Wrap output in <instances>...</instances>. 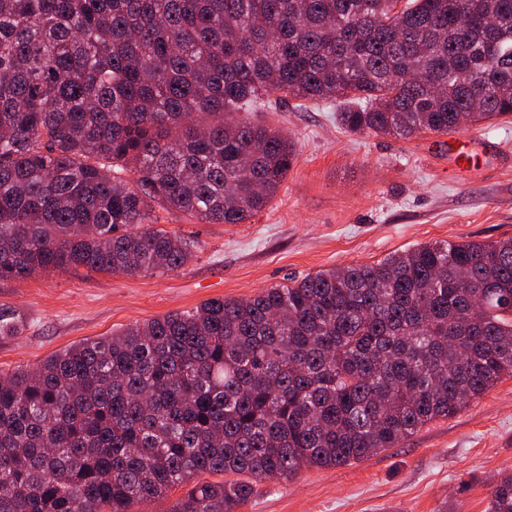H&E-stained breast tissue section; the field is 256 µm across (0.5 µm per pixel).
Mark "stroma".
I'll use <instances>...</instances> for the list:
<instances>
[{
  "label": "stroma",
  "instance_id": "obj_1",
  "mask_svg": "<svg viewBox=\"0 0 512 512\" xmlns=\"http://www.w3.org/2000/svg\"><path fill=\"white\" fill-rule=\"evenodd\" d=\"M339 110L336 102L292 99L249 113L294 142L295 160L278 195L250 222L197 224L162 213L166 229L196 243L177 271L80 268L0 279V305L27 317L21 336L0 341V372L210 299H245L424 243L512 236V118L400 139L351 134ZM454 146L470 160L453 171ZM503 472H512V377L398 447L261 483L237 512H485L488 485Z\"/></svg>",
  "mask_w": 512,
  "mask_h": 512
}]
</instances>
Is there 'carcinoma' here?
<instances>
[{
	"label": "carcinoma",
	"mask_w": 512,
	"mask_h": 512,
	"mask_svg": "<svg viewBox=\"0 0 512 512\" xmlns=\"http://www.w3.org/2000/svg\"><path fill=\"white\" fill-rule=\"evenodd\" d=\"M288 96L343 101L353 134L511 117L512 0H0V278L186 265L159 211L264 210L294 144L242 113ZM26 326L0 306V340ZM507 377L512 237L210 299L0 374V512H130L192 480L170 512H237Z\"/></svg>",
	"instance_id": "carcinoma-1"
}]
</instances>
